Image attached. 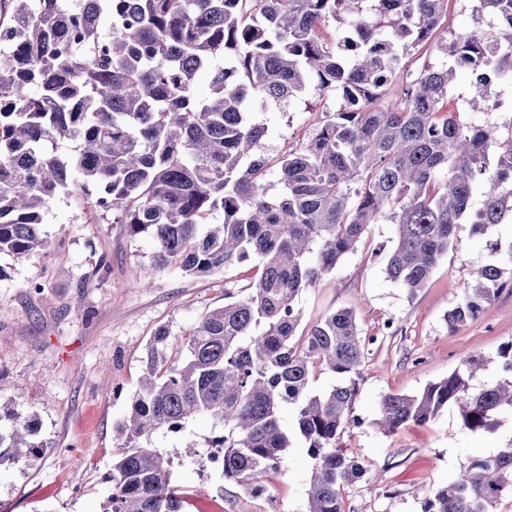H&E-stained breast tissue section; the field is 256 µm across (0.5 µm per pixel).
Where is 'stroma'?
Wrapping results in <instances>:
<instances>
[{
  "label": "stroma",
  "instance_id": "obj_1",
  "mask_svg": "<svg viewBox=\"0 0 512 512\" xmlns=\"http://www.w3.org/2000/svg\"><path fill=\"white\" fill-rule=\"evenodd\" d=\"M326 100L304 94L288 111L263 112L269 158L300 147L323 118ZM43 230L48 248L27 257L0 254V408L39 421L38 449L0 468V512H99L110 487L114 427L129 411L145 348L168 328L171 358L195 322L223 306L256 278L253 264L210 276L179 271L149 275L152 247L130 236L70 191L50 205ZM458 244L416 294L387 278L385 257L396 227L370 225L354 251L300 298L302 329L354 307L369 338L354 415L360 425L343 436L367 469L343 493L345 512H421L426 494L512 439V425L492 433L465 430L456 408L421 425L385 434L374 426L382 395L410 394L447 377L467 353L495 356L512 341V286L482 316L449 332L444 320L470 284L472 268L491 254L484 239L459 225ZM211 422L199 416L185 432L158 433L152 447L193 454L191 467L174 466L185 493L184 512H306L310 459L293 441L280 472L256 498L205 471Z\"/></svg>",
  "mask_w": 512,
  "mask_h": 512
}]
</instances>
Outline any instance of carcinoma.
<instances>
[{
    "mask_svg": "<svg viewBox=\"0 0 512 512\" xmlns=\"http://www.w3.org/2000/svg\"><path fill=\"white\" fill-rule=\"evenodd\" d=\"M477 2L484 23L450 32L439 28L448 0H0V254L46 249V209L76 189L150 239L155 271L208 276L252 261L260 271L246 294L197 321L182 362L169 361L167 328L147 344L101 512H183L172 454L144 441L197 415L212 423L208 447L224 451L221 479L256 493L298 436L311 459L307 512H344L343 489L365 475L340 438L366 341L351 307L299 332L302 291L381 221L397 234L385 273L411 295L448 256L458 225L486 238L495 260L472 271L446 313L452 331L512 283V239L493 237L512 221V118L502 134L462 118L449 97L464 69L472 111L499 112L484 82L512 83V0ZM431 40L445 64L410 70ZM395 83L397 99L376 106ZM310 90L341 108L270 160L257 114L286 112ZM59 141L75 149L47 151ZM498 358L500 377L480 387L472 381L484 359L467 355L417 393L382 396L377 424L392 432L455 406L464 429L496 431L512 418V342ZM320 372L334 382L318 390ZM3 419L0 466L39 447L34 417ZM505 496L512 442L473 459L422 512H491Z\"/></svg>",
    "mask_w": 512,
    "mask_h": 512,
    "instance_id": "cac0c4a2",
    "label": "carcinoma"
}]
</instances>
